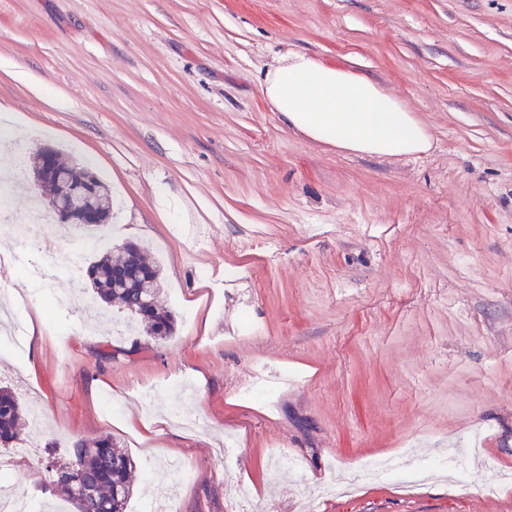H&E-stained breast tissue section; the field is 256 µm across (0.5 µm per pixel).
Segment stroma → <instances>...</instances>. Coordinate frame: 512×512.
Listing matches in <instances>:
<instances>
[{
    "label": "stroma",
    "instance_id": "35a3bbf8",
    "mask_svg": "<svg viewBox=\"0 0 512 512\" xmlns=\"http://www.w3.org/2000/svg\"><path fill=\"white\" fill-rule=\"evenodd\" d=\"M296 52L368 76L428 128V152L352 153L285 126L264 75ZM0 139L50 147L116 200L71 224L58 270L0 251L10 312L42 333L0 352L37 408L0 461L39 512L47 458L111 437L134 461L129 512L174 485L176 512H512V0H0ZM143 245L172 338L125 332L88 264ZM286 375L243 396L256 363ZM411 448L464 463L318 495ZM306 477L275 471L276 453Z\"/></svg>",
    "mask_w": 512,
    "mask_h": 512
}]
</instances>
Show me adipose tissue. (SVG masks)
Instances as JSON below:
<instances>
[{
    "label": "adipose tissue",
    "instance_id": "adipose-tissue-1",
    "mask_svg": "<svg viewBox=\"0 0 512 512\" xmlns=\"http://www.w3.org/2000/svg\"><path fill=\"white\" fill-rule=\"evenodd\" d=\"M263 93L280 120L314 141L376 157L427 151L426 127L370 78L301 53L267 71Z\"/></svg>",
    "mask_w": 512,
    "mask_h": 512
}]
</instances>
